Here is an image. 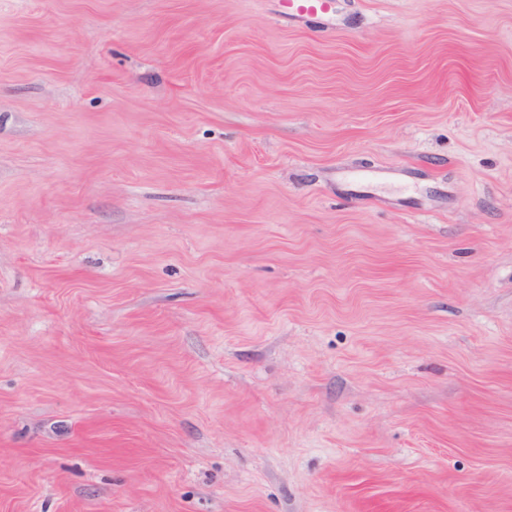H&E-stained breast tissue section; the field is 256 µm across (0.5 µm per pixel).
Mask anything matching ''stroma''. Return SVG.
Wrapping results in <instances>:
<instances>
[{
  "instance_id": "35a3bbf8",
  "label": "stroma",
  "mask_w": 512,
  "mask_h": 512,
  "mask_svg": "<svg viewBox=\"0 0 512 512\" xmlns=\"http://www.w3.org/2000/svg\"><path fill=\"white\" fill-rule=\"evenodd\" d=\"M0 512H512V0H0ZM284 14L298 20L306 16L329 18L333 14L332 0H280Z\"/></svg>"
}]
</instances>
